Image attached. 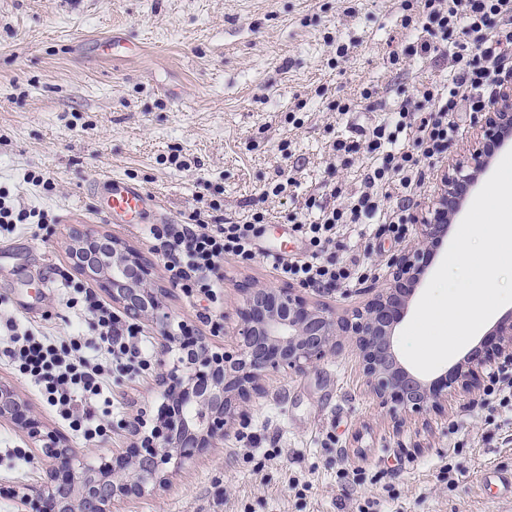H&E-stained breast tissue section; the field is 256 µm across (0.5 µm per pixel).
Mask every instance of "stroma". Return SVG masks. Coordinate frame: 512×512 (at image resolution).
Returning a JSON list of instances; mask_svg holds the SVG:
<instances>
[{"mask_svg":"<svg viewBox=\"0 0 512 512\" xmlns=\"http://www.w3.org/2000/svg\"><path fill=\"white\" fill-rule=\"evenodd\" d=\"M403 0H0V188L15 205L47 211L52 224L18 227L0 236V322L31 325L55 342L75 332L92 336L90 318L67 308L68 291L110 295L73 265V232L93 228L137 248L164 279V261L149 239L158 215L180 222L209 201L224 200L236 220L265 215L259 258L224 260L220 307L234 325L242 301L237 285L282 287L265 253L301 257L291 230L307 218L304 202L333 207L357 193L375 161L364 152L335 151L358 140L404 106L422 104L426 87L444 83V54L422 55L419 12ZM118 37L132 48L124 59L101 57L96 42ZM336 102L352 110L339 114ZM460 127L440 158L425 165L411 203L389 187V208L417 214L432 200L443 161L473 141L474 115L453 116ZM185 167L171 164L172 154ZM39 172L52 192L28 182ZM116 176L141 184L158 200L140 223L105 221L94 210L99 180ZM291 184L279 195L270 189ZM401 243L388 237L363 245L345 234L340 258L387 273ZM173 327L218 347L207 305L179 289L167 299ZM0 382L13 385L46 430L74 448L77 466L128 447L124 422L161 402L155 375L136 382L112 378V431L101 441L72 432L41 396L0 356ZM249 421L217 447L174 469L157 493L117 503L114 512H357L372 500L378 512H512V492L498 474L512 473V418L487 422L471 400L412 416L395 428L368 395L350 343L302 374L271 375L264 394L248 402ZM457 429H450V422ZM462 444L453 454L454 444ZM26 449L27 460L15 449ZM278 458H270L272 449ZM462 463L451 485L445 465ZM356 478L345 481L340 469ZM48 459L12 423L0 420V512H28L21 497L46 479Z\"/></svg>","mask_w":512,"mask_h":512,"instance_id":"obj_1","label":"stroma"}]
</instances>
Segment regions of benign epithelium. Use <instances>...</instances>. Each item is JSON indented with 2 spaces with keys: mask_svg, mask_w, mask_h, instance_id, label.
<instances>
[{
  "mask_svg": "<svg viewBox=\"0 0 512 512\" xmlns=\"http://www.w3.org/2000/svg\"><path fill=\"white\" fill-rule=\"evenodd\" d=\"M475 124L476 137L466 156L449 161L441 171L435 206L416 225L415 242L392 256L386 283L373 289L363 307L337 316L297 288L246 284L236 310L234 346L217 350L200 338L183 367L161 373L166 401L161 417L150 426L140 418L125 425L136 437L133 450L97 469L76 470L74 450L44 430L14 387L0 383V418L11 420L30 439L42 443L50 459L47 482L31 488L24 502L33 504L34 512H112L119 500L163 487L170 463L180 464L216 447L245 420L243 404L262 393L269 374H302L336 354L344 339L356 348L370 393L394 416L437 410L452 394L473 397L491 358L512 360V311L487 333L486 342L494 348L474 347L429 382L401 363L393 332L428 267L430 246L447 232L467 187L489 167L493 149L512 143V81L502 85ZM97 240L94 230L72 239L76 268L105 288L112 303L127 315L156 325L159 365H165V356L184 344L168 325L167 290L156 284L145 257L119 240H112V253L98 262L80 260Z\"/></svg>",
  "mask_w": 512,
  "mask_h": 512,
  "instance_id": "7a95c632",
  "label": "benign epithelium"
}]
</instances>
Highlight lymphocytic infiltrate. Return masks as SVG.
Segmentation results:
<instances>
[{
  "instance_id": "f902f5d3",
  "label": "lymphocytic infiltrate",
  "mask_w": 512,
  "mask_h": 512,
  "mask_svg": "<svg viewBox=\"0 0 512 512\" xmlns=\"http://www.w3.org/2000/svg\"><path fill=\"white\" fill-rule=\"evenodd\" d=\"M422 2L426 17L422 30L427 35L420 43L422 52H439L440 41L454 35L463 39L452 56L447 85L424 90L429 112L417 115L405 108L395 124L373 128L365 147L377 164L366 174L364 190L346 206L329 208L316 199L307 200V209L317 210L318 216L294 224L307 246L304 256L269 258L280 278L307 287L345 288L373 278L372 268L337 257V238L352 226L371 223L375 236L404 240L410 232L408 219L401 212L383 210L379 187L393 184L412 193L421 182L423 164L442 153L457 136L459 126L452 121V114L467 107L479 108L480 92L500 87L504 79L512 77V0ZM408 128L414 132L412 146L396 148L399 132ZM221 209L220 200L213 199L208 212L193 211L186 223L155 224L150 229L156 249L166 258V276L172 287L214 305L219 304L224 286L225 256L243 263L254 261L264 221L259 211L241 222L221 217ZM67 305L90 316L93 338L75 336L59 345L10 320L6 323L10 344L4 354L22 377L40 387L71 431L93 440L105 436L107 427L98 420L95 408L79 407L78 398L102 395L116 373L134 380L145 376L152 369L153 353L139 325L122 319L90 289L75 288ZM477 406L491 413H512V362L502 363L491 375Z\"/></svg>"
}]
</instances>
